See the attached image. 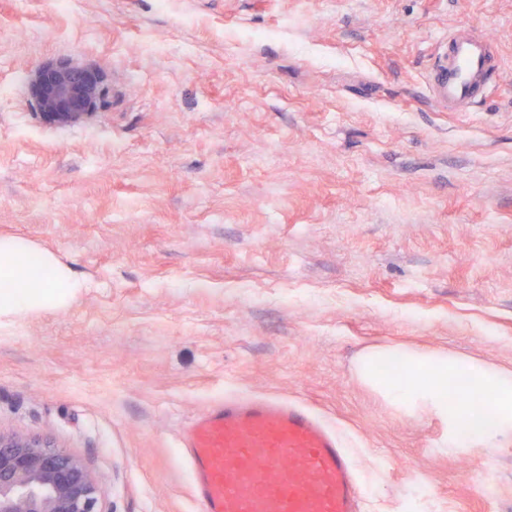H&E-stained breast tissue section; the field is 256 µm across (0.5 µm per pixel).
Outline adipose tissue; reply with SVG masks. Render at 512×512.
<instances>
[{
    "label": "adipose tissue",
    "instance_id": "1",
    "mask_svg": "<svg viewBox=\"0 0 512 512\" xmlns=\"http://www.w3.org/2000/svg\"><path fill=\"white\" fill-rule=\"evenodd\" d=\"M86 287L54 253L21 236H0V326L23 315L63 310Z\"/></svg>",
    "mask_w": 512,
    "mask_h": 512
}]
</instances>
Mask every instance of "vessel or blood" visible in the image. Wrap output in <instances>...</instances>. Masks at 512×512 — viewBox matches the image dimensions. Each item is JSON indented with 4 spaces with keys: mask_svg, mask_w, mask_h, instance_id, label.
<instances>
[{
    "mask_svg": "<svg viewBox=\"0 0 512 512\" xmlns=\"http://www.w3.org/2000/svg\"><path fill=\"white\" fill-rule=\"evenodd\" d=\"M500 64L467 26L441 37L426 80L435 108L471 112ZM180 446L199 512H361L364 486L342 435L301 402L225 386Z\"/></svg>",
    "mask_w": 512,
    "mask_h": 512,
    "instance_id": "1",
    "label": "vessel or blood"
}]
</instances>
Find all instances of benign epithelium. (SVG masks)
Returning <instances> with one entry per match:
<instances>
[{
    "instance_id": "7a95c632",
    "label": "benign epithelium",
    "mask_w": 512,
    "mask_h": 512,
    "mask_svg": "<svg viewBox=\"0 0 512 512\" xmlns=\"http://www.w3.org/2000/svg\"><path fill=\"white\" fill-rule=\"evenodd\" d=\"M36 111L58 124L103 111L112 90L99 70L71 59L40 64L28 84ZM0 512H107L87 465L47 439L0 433Z\"/></svg>"
}]
</instances>
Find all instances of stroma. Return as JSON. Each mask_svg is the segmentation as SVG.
<instances>
[{
	"label": "stroma",
	"instance_id": "1",
	"mask_svg": "<svg viewBox=\"0 0 512 512\" xmlns=\"http://www.w3.org/2000/svg\"><path fill=\"white\" fill-rule=\"evenodd\" d=\"M458 26L501 72L440 112L427 60ZM64 56L115 104L32 109ZM11 235L90 286L0 329V431L82 459L108 512H197L179 440L228 380L337 423L362 512H512V445L444 455L353 371L380 344L512 369V0H0Z\"/></svg>",
	"mask_w": 512,
	"mask_h": 512
}]
</instances>
